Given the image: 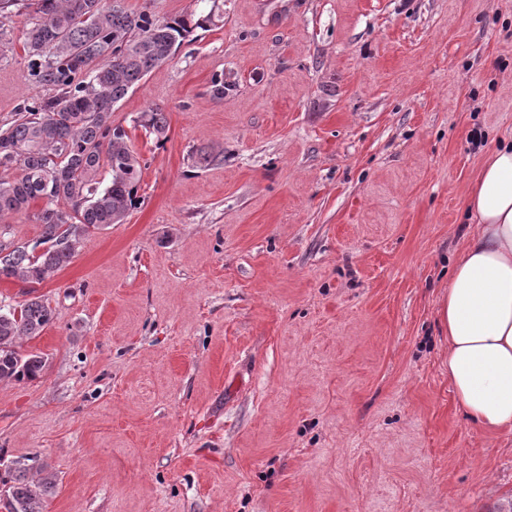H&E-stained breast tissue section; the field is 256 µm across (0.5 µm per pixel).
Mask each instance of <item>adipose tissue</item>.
I'll use <instances>...</instances> for the list:
<instances>
[{
	"instance_id": "1",
	"label": "adipose tissue",
	"mask_w": 512,
	"mask_h": 512,
	"mask_svg": "<svg viewBox=\"0 0 512 512\" xmlns=\"http://www.w3.org/2000/svg\"><path fill=\"white\" fill-rule=\"evenodd\" d=\"M476 230L440 293L448 381L483 430L512 432V140L486 160L464 194Z\"/></svg>"
}]
</instances>
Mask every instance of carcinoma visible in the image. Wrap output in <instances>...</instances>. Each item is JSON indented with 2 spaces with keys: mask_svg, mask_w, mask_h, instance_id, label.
<instances>
[{
  "mask_svg": "<svg viewBox=\"0 0 512 512\" xmlns=\"http://www.w3.org/2000/svg\"><path fill=\"white\" fill-rule=\"evenodd\" d=\"M14 13L28 16L30 75L54 95L23 105L0 128V230L22 214L40 226L35 242L0 247V280L40 284L71 263L86 237L124 223L137 208L140 157L112 111L195 29L223 21V12L219 0L207 12L163 19L146 10L131 14L124 0H0V55L9 51L4 20ZM137 122L157 142L168 140L162 109L145 110ZM55 318L39 297L0 305V381L41 377L47 358L21 352L20 342L41 335ZM0 483L18 512H46L57 476L43 462L0 461Z\"/></svg>",
  "mask_w": 512,
  "mask_h": 512,
  "instance_id": "carcinoma-1",
  "label": "carcinoma"
}]
</instances>
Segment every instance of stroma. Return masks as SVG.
Segmentation results:
<instances>
[{
    "label": "stroma",
    "instance_id": "stroma-1",
    "mask_svg": "<svg viewBox=\"0 0 512 512\" xmlns=\"http://www.w3.org/2000/svg\"><path fill=\"white\" fill-rule=\"evenodd\" d=\"M220 2L112 113L141 205L0 281L57 313L42 377L0 382V458L51 465L47 512H512V432L464 416L436 320L512 138V0ZM24 22L0 126L43 94ZM137 122L156 139L157 143H164L168 140L169 122L162 109L151 107L141 112Z\"/></svg>",
    "mask_w": 512,
    "mask_h": 512
}]
</instances>
